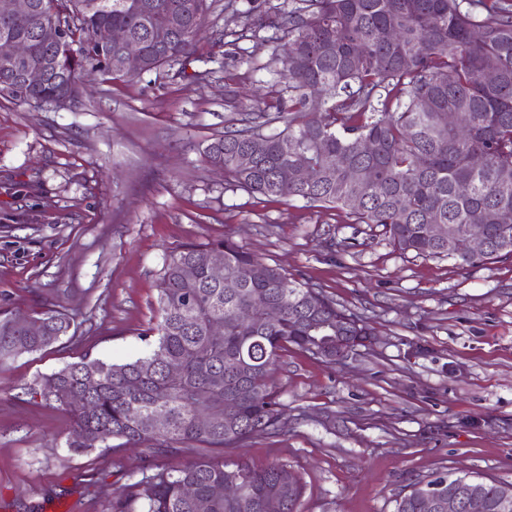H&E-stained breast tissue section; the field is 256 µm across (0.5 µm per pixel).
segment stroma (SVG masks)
Returning a JSON list of instances; mask_svg holds the SVG:
<instances>
[{
    "label": "stroma",
    "instance_id": "1",
    "mask_svg": "<svg viewBox=\"0 0 512 512\" xmlns=\"http://www.w3.org/2000/svg\"><path fill=\"white\" fill-rule=\"evenodd\" d=\"M299 3L215 0L188 64L85 78L65 110L0 97V312L73 319L49 349L0 366V512H107L129 480L202 455L195 443L173 457L70 455L69 415L28 388L86 355L147 352L165 256L224 237L323 289L373 343L336 364L289 350L274 377L287 430L215 461L287 464L302 512H395L446 471L512 482V258L403 253L343 211L225 189L200 155L254 100L287 101L275 42L239 33L249 8Z\"/></svg>",
    "mask_w": 512,
    "mask_h": 512
}]
</instances>
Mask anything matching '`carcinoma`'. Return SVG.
Here are the masks:
<instances>
[{
  "label": "carcinoma",
  "instance_id": "carcinoma-1",
  "mask_svg": "<svg viewBox=\"0 0 512 512\" xmlns=\"http://www.w3.org/2000/svg\"><path fill=\"white\" fill-rule=\"evenodd\" d=\"M42 8L18 16L0 7V96L20 104L32 97L50 102L67 86L79 96V79L98 73L127 76L118 52L100 48L93 35L102 24L125 29L143 51L142 73L189 58L203 33L213 0H36ZM303 7L249 23L251 36L272 32L279 42L291 96L270 113L256 107L242 127L211 139L204 161L224 170L228 189L303 200L311 206L348 211L353 224L381 229L395 249L425 258L484 264L512 256V0H305ZM53 14L78 43L65 60L42 39L40 17ZM480 31L475 38L472 32ZM26 40L35 57L50 63L46 81L34 92L19 85L20 65L7 46ZM366 53L358 52L359 46ZM496 76L492 83L483 77ZM326 87L314 101L308 88ZM281 122L284 128L267 133ZM467 133L459 135L458 124ZM374 143L366 153L361 143ZM480 154L484 164L472 166ZM318 170L312 181L288 184L283 167L301 159ZM479 213L483 226H474ZM428 224L448 225V239L425 234ZM480 233L489 248L478 256L461 251ZM224 252V281L210 279L211 251ZM195 276L187 279L183 267ZM269 303L280 306L275 323L261 319ZM157 324L142 333L153 348L125 363L84 356L43 375L29 393L66 411L71 420L70 452L102 455L144 446L174 456L197 443L224 451L253 435L288 429V413L272 375L292 347L314 348L345 336H369L366 322L322 290L263 262L230 238L182 245L164 260L157 284ZM253 313L242 323L238 314ZM41 334L31 336L6 313L0 314V363L41 351L67 335L70 317L50 310L40 318ZM224 337L212 336L215 327ZM180 367L168 379L165 366ZM74 392L88 404L69 401ZM237 400L233 423L224 418V396ZM168 416L166 429L151 423ZM232 478L237 493L215 489ZM462 477L443 472L428 483L457 491ZM486 512L512 502V483L472 477ZM194 486V495L184 487ZM281 512H301L303 486L288 465L272 461L256 468L230 465L207 456L135 479L109 502L110 512H262L268 497ZM396 512H428L417 487L396 500Z\"/></svg>",
  "mask_w": 512,
  "mask_h": 512
}]
</instances>
